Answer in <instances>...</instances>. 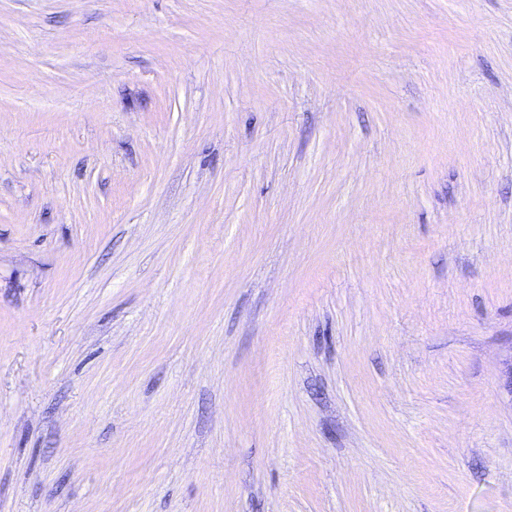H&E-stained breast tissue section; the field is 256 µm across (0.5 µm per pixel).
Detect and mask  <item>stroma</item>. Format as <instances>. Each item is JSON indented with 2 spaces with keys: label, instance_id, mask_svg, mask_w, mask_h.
Listing matches in <instances>:
<instances>
[{
  "label": "stroma",
  "instance_id": "1",
  "mask_svg": "<svg viewBox=\"0 0 512 512\" xmlns=\"http://www.w3.org/2000/svg\"><path fill=\"white\" fill-rule=\"evenodd\" d=\"M0 512H512V0H0Z\"/></svg>",
  "mask_w": 512,
  "mask_h": 512
}]
</instances>
